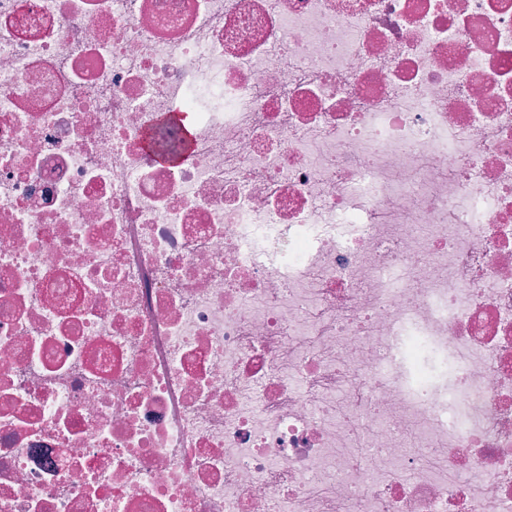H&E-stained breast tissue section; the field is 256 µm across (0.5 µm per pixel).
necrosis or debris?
Wrapping results in <instances>:
<instances>
[{"instance_id": "4bbe7bcc", "label": "necrosis or debris", "mask_w": 512, "mask_h": 512, "mask_svg": "<svg viewBox=\"0 0 512 512\" xmlns=\"http://www.w3.org/2000/svg\"><path fill=\"white\" fill-rule=\"evenodd\" d=\"M0 512H512V0H0Z\"/></svg>"}]
</instances>
